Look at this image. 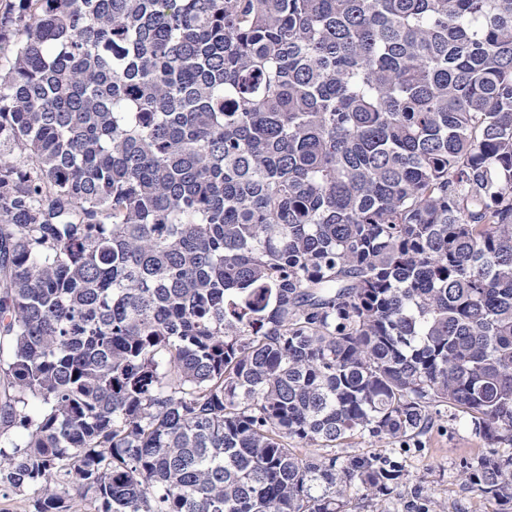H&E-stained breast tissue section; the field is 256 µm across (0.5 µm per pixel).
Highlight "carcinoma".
Instances as JSON below:
<instances>
[{
    "mask_svg": "<svg viewBox=\"0 0 512 512\" xmlns=\"http://www.w3.org/2000/svg\"><path fill=\"white\" fill-rule=\"evenodd\" d=\"M2 59L1 497L348 512L446 407L512 512V0H5Z\"/></svg>",
    "mask_w": 512,
    "mask_h": 512,
    "instance_id": "cac0c4a2",
    "label": "carcinoma"
}]
</instances>
